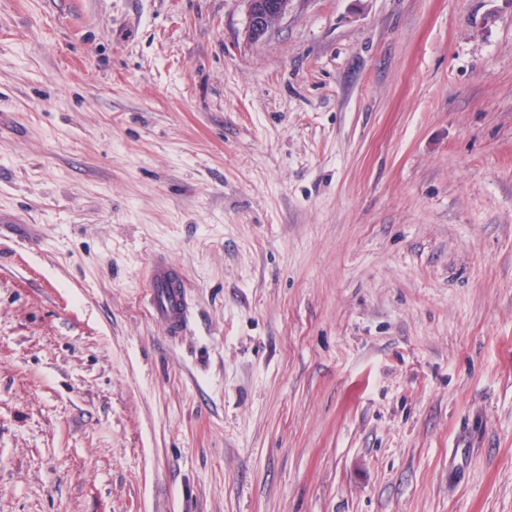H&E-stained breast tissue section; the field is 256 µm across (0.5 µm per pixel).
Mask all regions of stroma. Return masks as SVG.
I'll list each match as a JSON object with an SVG mask.
<instances>
[{"instance_id":"obj_1","label":"stroma","mask_w":512,"mask_h":512,"mask_svg":"<svg viewBox=\"0 0 512 512\" xmlns=\"http://www.w3.org/2000/svg\"><path fill=\"white\" fill-rule=\"evenodd\" d=\"M246 26L0 0V512H512V0ZM150 301L152 312L169 336H179L190 318L189 303L177 270L165 260H157L151 269Z\"/></svg>"}]
</instances>
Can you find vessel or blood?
<instances>
[{"label":"vessel or blood","instance_id":"vessel-or-blood-1","mask_svg":"<svg viewBox=\"0 0 512 512\" xmlns=\"http://www.w3.org/2000/svg\"><path fill=\"white\" fill-rule=\"evenodd\" d=\"M152 312L168 335H180L190 318L189 303L177 270L167 261L157 260L151 269Z\"/></svg>","mask_w":512,"mask_h":512}]
</instances>
